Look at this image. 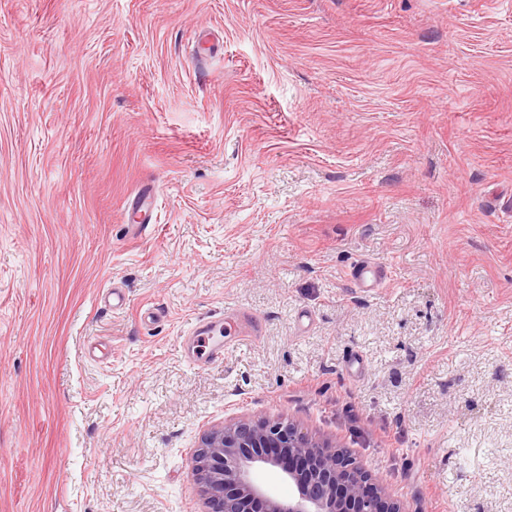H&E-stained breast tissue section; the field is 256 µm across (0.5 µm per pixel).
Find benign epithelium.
<instances>
[{
	"mask_svg": "<svg viewBox=\"0 0 512 512\" xmlns=\"http://www.w3.org/2000/svg\"><path fill=\"white\" fill-rule=\"evenodd\" d=\"M294 458L300 466L286 460ZM278 469L296 493L259 480ZM204 512H405L347 450L285 418L236 417L209 429L193 459Z\"/></svg>",
	"mask_w": 512,
	"mask_h": 512,
	"instance_id": "1",
	"label": "benign epithelium"
}]
</instances>
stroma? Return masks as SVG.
Returning <instances> with one entry per match:
<instances>
[{
	"label": "stroma",
	"instance_id": "obj_1",
	"mask_svg": "<svg viewBox=\"0 0 512 512\" xmlns=\"http://www.w3.org/2000/svg\"><path fill=\"white\" fill-rule=\"evenodd\" d=\"M242 415L512 512V0H0V512H203ZM214 329L215 326L212 323L196 325L193 336H188L184 341L187 346V348L183 346L184 352L189 349V346L192 348V356L188 357L190 363L196 365L201 363L200 361L207 364L222 362L224 351L234 347L236 341L227 345V342L213 336Z\"/></svg>",
	"mask_w": 512,
	"mask_h": 512
}]
</instances>
